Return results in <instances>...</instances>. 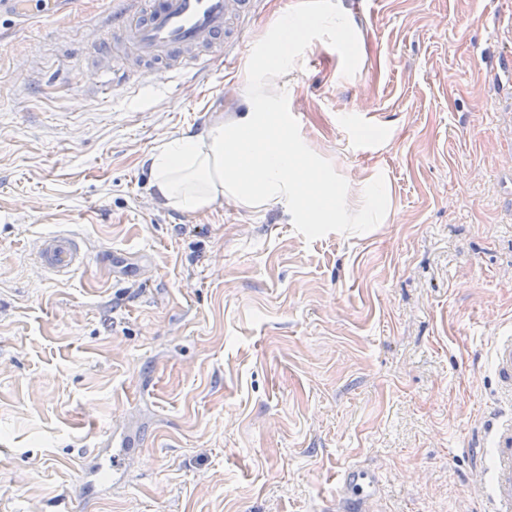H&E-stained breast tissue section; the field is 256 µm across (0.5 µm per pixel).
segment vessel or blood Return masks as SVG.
Segmentation results:
<instances>
[{
    "instance_id": "vessel-or-blood-1",
    "label": "vessel or blood",
    "mask_w": 512,
    "mask_h": 512,
    "mask_svg": "<svg viewBox=\"0 0 512 512\" xmlns=\"http://www.w3.org/2000/svg\"><path fill=\"white\" fill-rule=\"evenodd\" d=\"M263 0H114L104 23L85 42L86 53L104 56L113 45L127 48L139 61L170 80L184 72L204 71L226 59L263 12ZM89 247L79 236L62 231L38 240L35 258L46 273L66 276L81 266ZM488 365L496 379L498 411L487 431L492 474L485 485L486 512H512V331L492 337ZM99 450L81 465V483L97 480L103 467L120 472L127 448L98 439ZM340 496L353 498L359 512H379L378 481L363 469L344 473Z\"/></svg>"
}]
</instances>
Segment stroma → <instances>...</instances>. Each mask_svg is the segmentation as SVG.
<instances>
[{"mask_svg": "<svg viewBox=\"0 0 512 512\" xmlns=\"http://www.w3.org/2000/svg\"><path fill=\"white\" fill-rule=\"evenodd\" d=\"M113 0L0 12V512H482L475 448L496 407L488 343L512 325V0H266L236 67L196 82L80 46ZM304 26L278 94L346 190L349 221L281 205L171 208L148 158L243 100L258 38ZM87 264L55 278L37 240ZM137 454L71 495L98 435ZM316 24L325 31L337 35L344 34L349 29L347 14L335 8L332 4L319 7L316 13ZM88 252L81 237L62 231L38 240L35 258L46 273L67 276L84 263ZM338 495L351 497L360 505L357 512H379L378 481L364 469H351L344 473Z\"/></svg>", "mask_w": 512, "mask_h": 512, "instance_id": "obj_1", "label": "stroma"}]
</instances>
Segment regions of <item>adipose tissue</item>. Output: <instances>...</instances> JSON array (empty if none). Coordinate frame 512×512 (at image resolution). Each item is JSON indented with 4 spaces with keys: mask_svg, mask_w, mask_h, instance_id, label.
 Instances as JSON below:
<instances>
[{
    "mask_svg": "<svg viewBox=\"0 0 512 512\" xmlns=\"http://www.w3.org/2000/svg\"><path fill=\"white\" fill-rule=\"evenodd\" d=\"M244 76L243 115L216 117L204 134L174 137L154 152L149 171L157 196L187 213L228 200L246 210L280 204L310 226L346 216V191L333 185L310 151L299 146L282 120L278 82L296 60L262 35Z\"/></svg>",
    "mask_w": 512,
    "mask_h": 512,
    "instance_id": "1",
    "label": "adipose tissue"
}]
</instances>
